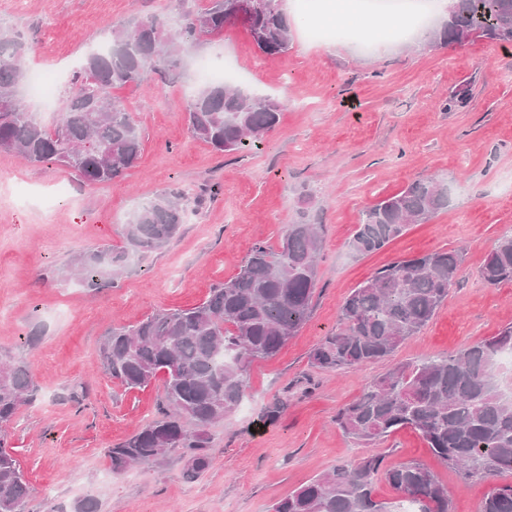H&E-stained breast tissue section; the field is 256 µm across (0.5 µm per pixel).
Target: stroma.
I'll list each match as a JSON object with an SVG mask.
<instances>
[{
    "mask_svg": "<svg viewBox=\"0 0 512 512\" xmlns=\"http://www.w3.org/2000/svg\"><path fill=\"white\" fill-rule=\"evenodd\" d=\"M335 3L288 0L287 54L263 55L239 23L199 49L217 63L234 55L244 87L286 101L258 147L225 155L191 135L182 112L198 82L190 71L172 86L149 79L115 90L142 134L138 164L122 182L86 186L56 165L0 153V358L24 361L35 385L8 434L31 487L26 512H77L88 499L97 512H271L360 458L364 448L335 416L389 363L329 372L311 354L352 289L390 262L441 250L460 256L447 299L393 362L453 354L512 324V285L479 276L497 240L512 233V49L487 41L429 49L375 23L363 26L360 44L311 39L314 21L354 26L336 19ZM172 14V0H0V19L34 41L27 69L53 78L50 104L29 103L47 123L71 70L112 25ZM464 84L467 105L449 108ZM433 175L448 182L447 209L379 252L351 251L368 206ZM172 189L184 193L189 218L168 246L131 257L97 291L63 277L74 255L123 246L130 214ZM305 220L322 227L310 318L277 355L252 365L242 403L210 426V467L185 479L175 451L159 465L113 471L108 448L158 419L164 395L158 381L127 390L109 377L100 356L107 330L202 302L255 243L279 246L288 225ZM376 452L385 464L415 460L432 471L448 486L450 512H477L493 484L462 478L408 428Z\"/></svg>",
    "mask_w": 512,
    "mask_h": 512,
    "instance_id": "1",
    "label": "stroma"
}]
</instances>
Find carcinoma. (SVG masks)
Returning <instances> with one entry per match:
<instances>
[{
	"label": "carcinoma",
	"instance_id": "1",
	"mask_svg": "<svg viewBox=\"0 0 512 512\" xmlns=\"http://www.w3.org/2000/svg\"><path fill=\"white\" fill-rule=\"evenodd\" d=\"M178 19L156 16L112 27L111 38L91 48L73 71L71 91L55 124L46 125L22 98L30 75L23 60L32 40L0 22V152L37 166L54 163L87 185L122 180L140 156V130L112 90L140 84L153 73L161 83L181 78L187 48L237 20L240 0H173ZM269 57L288 53L291 33L279 0H253L247 26ZM434 47L466 39L512 47V0H448L446 14L429 28ZM285 104L232 82L205 81L186 95L184 113L193 137L220 153L261 143ZM182 192L141 202L123 226L126 245L81 253L64 277L98 289L121 276L132 255L166 247L186 223ZM448 182L422 179L362 214L350 240L359 255L383 249L411 224L448 206ZM321 250L319 225H288L281 244L256 243L239 271L210 288L193 307L157 311L134 325L114 326L101 347L105 371L124 388L144 389L162 378L161 417L108 450L112 469L159 464L179 451L185 473L210 466L207 430L237 409L251 365L275 356L308 321ZM459 255L435 251L392 262L353 289L341 306L336 331L312 355L316 366L338 371L391 356L434 317L448 297ZM488 285L512 284V236L500 238L480 268ZM512 351V325L451 356H429L391 367L336 414V426L369 449L274 503L272 512H387L375 484H388L418 512H449L448 489L423 465L388 468L372 449L410 428L442 463L465 478L512 474V396L497 376L496 359ZM27 366L0 361V512H25L30 487L3 430L33 400ZM190 421L194 430L185 422ZM479 512H512V482L490 489Z\"/></svg>",
	"mask_w": 512,
	"mask_h": 512
}]
</instances>
